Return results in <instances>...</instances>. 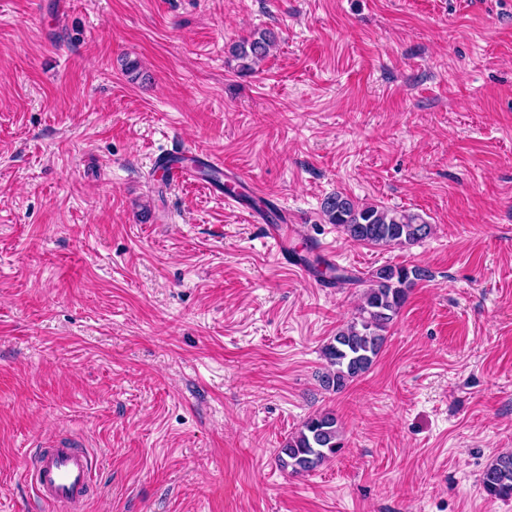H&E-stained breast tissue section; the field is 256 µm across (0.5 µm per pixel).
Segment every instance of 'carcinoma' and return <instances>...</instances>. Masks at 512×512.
Instances as JSON below:
<instances>
[{
    "label": "carcinoma",
    "mask_w": 512,
    "mask_h": 512,
    "mask_svg": "<svg viewBox=\"0 0 512 512\" xmlns=\"http://www.w3.org/2000/svg\"><path fill=\"white\" fill-rule=\"evenodd\" d=\"M273 43L274 36L269 31L233 43L229 54L237 62L238 72H253ZM323 212L329 223L341 228L355 242L412 246L432 233V226L416 213L360 203L339 193L324 200ZM308 266L326 284L356 280L347 271L326 265L318 257L308 261ZM429 277L428 269L419 266L386 265L373 273L362 293L357 317L339 329L323 348L326 367L321 383L325 389L338 392L371 369L385 342L384 332L399 314L408 292L417 282ZM340 448L339 421L334 412L324 410L302 423L280 449L278 462L291 473L302 475L317 470ZM480 482L491 498L512 500V452L499 454L484 470Z\"/></svg>",
    "instance_id": "carcinoma-1"
}]
</instances>
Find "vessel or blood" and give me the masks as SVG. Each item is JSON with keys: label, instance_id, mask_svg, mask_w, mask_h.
I'll list each match as a JSON object with an SVG mask.
<instances>
[{"label": "vessel or blood", "instance_id": "obj_1", "mask_svg": "<svg viewBox=\"0 0 512 512\" xmlns=\"http://www.w3.org/2000/svg\"><path fill=\"white\" fill-rule=\"evenodd\" d=\"M224 170V183L215 184L228 203L239 202L243 191L258 194L255 182L232 169H225L222 157L199 149H190L173 143L168 152L156 157L154 165L161 180L168 186H180L196 177L195 164ZM267 238L279 256H288L295 226L286 209L268 211L261 218ZM97 469L94 457L85 449L69 442H54L40 449L26 466V475L41 500L63 508L64 512H81L90 491L92 475Z\"/></svg>", "mask_w": 512, "mask_h": 512}]
</instances>
